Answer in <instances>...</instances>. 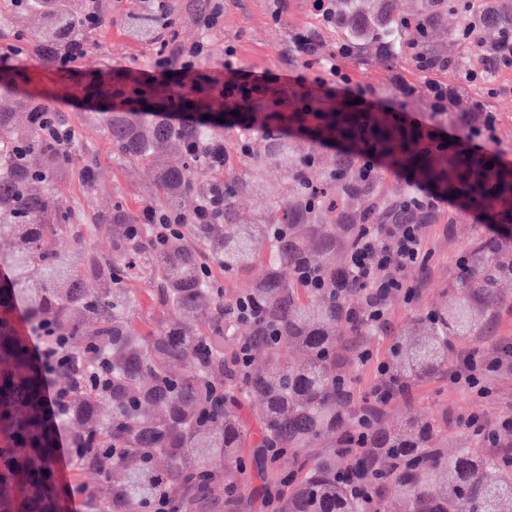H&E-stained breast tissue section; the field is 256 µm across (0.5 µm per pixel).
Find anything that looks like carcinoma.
Wrapping results in <instances>:
<instances>
[{
    "mask_svg": "<svg viewBox=\"0 0 512 512\" xmlns=\"http://www.w3.org/2000/svg\"><path fill=\"white\" fill-rule=\"evenodd\" d=\"M41 16L38 35L15 31L19 49L60 74L65 96L104 101L112 155L156 169L148 205L183 223L138 224L121 202L112 223L89 224L73 255L56 243L79 218L56 194L80 149L50 136L65 120L52 102L24 97L23 67L0 61V512H69L80 490L88 512H251L273 494V512H512V469L477 447H448L429 419L399 428L360 402L348 354L376 336L349 322L357 288H344L348 253L371 224H403L412 191L392 198L383 170L366 178L363 155L407 172L491 224L512 220V168L465 148L435 152L396 114L365 116L302 91L269 90L227 107L209 87L102 82L95 67L76 85L72 63L93 44L78 0H15ZM460 15L445 54L435 33ZM147 38L163 24L136 16ZM321 23L336 48L361 59L375 47L387 68L463 84L506 70L500 45L512 36V0H329ZM185 111L172 124L162 112ZM224 118L219 122L218 118ZM338 140L357 147L325 158ZM291 174L280 189L268 169ZM191 194L209 224L182 209ZM271 206L241 223L242 204ZM105 233L103 255L87 239ZM512 277V247L478 239L448 300L415 319L389 347L393 380L406 391L448 371L454 345L498 328ZM249 277L246 288L227 283ZM44 336L60 361L53 374L34 351ZM54 378L57 391L48 388ZM374 423L358 441L360 417ZM79 449L81 482L56 478L59 438ZM262 485H253L254 480ZM111 481L107 495L95 483Z\"/></svg>",
    "mask_w": 512,
    "mask_h": 512,
    "instance_id": "1",
    "label": "carcinoma"
}]
</instances>
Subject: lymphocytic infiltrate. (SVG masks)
<instances>
[{
    "instance_id": "1",
    "label": "lymphocytic infiltrate",
    "mask_w": 512,
    "mask_h": 512,
    "mask_svg": "<svg viewBox=\"0 0 512 512\" xmlns=\"http://www.w3.org/2000/svg\"><path fill=\"white\" fill-rule=\"evenodd\" d=\"M196 23L201 31L197 39L184 42L177 40L170 26H161L157 32L158 47L154 66L165 71L177 66L183 87L191 89L200 79H207L211 87L217 88L225 101L261 94L267 91L274 78L267 72L243 69L233 46L224 48L223 68L210 76H203L202 63L211 54L208 35L224 24L223 0H213L212 5L200 13ZM321 66L313 80L296 77L288 80L287 89L309 88L313 94L329 95L341 100L360 99L363 111H381L384 103L370 93L367 86L355 82L342 72L336 63L335 54L321 57ZM407 126L429 129L434 137H446L448 145L463 144L474 150L485 149L497 143L496 120L485 116L471 122L467 134L446 133L435 116L421 119L406 118ZM426 226L423 220H412L405 224H382L371 237L358 241L349 254V269L354 286L363 291L361 304L351 307L353 320H364L380 329H388L390 309L396 299H413L419 294L422 282L415 277L416 269L425 261ZM512 358V343L503 345L498 358L489 360L477 352L459 355L455 368L449 374L452 385L462 390L485 397L489 389L485 383L488 372L499 366L501 360Z\"/></svg>"
}]
</instances>
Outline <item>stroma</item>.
<instances>
[{
	"mask_svg": "<svg viewBox=\"0 0 512 512\" xmlns=\"http://www.w3.org/2000/svg\"><path fill=\"white\" fill-rule=\"evenodd\" d=\"M99 5L103 23L95 37L96 68L107 75L127 70L154 74V43L133 36L127 26L128 18L137 10L134 0H99ZM318 25L307 0H287L283 7L277 0H224V26L210 36L212 55L204 68L219 70L224 62V48L231 45L247 69L292 76L301 73L313 78V70L305 68L295 57L294 39ZM336 63L351 73L355 81L375 88L402 82L407 88L406 99L416 102L415 113L423 116L430 112L431 105L424 100L425 79L411 70H387L373 59L361 65L342 55H337ZM439 80L447 85L449 95L464 98L471 105L480 104L482 111L493 114L498 142L489 146L488 151L500 154L503 163L512 166V95H488L481 84L461 88L448 73L440 75ZM56 106L81 140V150L72 168L57 182L63 202L81 211L79 223L71 225L58 240L59 249L67 253L84 225L109 223L115 202H122L131 213H140L153 192V172L141 163L114 160L105 117L93 104L68 98L57 100ZM478 235L512 238V224H486L480 214L462 211L454 199L441 205L435 223L428 229V261L424 271L427 284L413 303L393 304L388 332L363 341V348L372 351L374 360L386 359L396 334L417 313L438 305L447 288L460 280L462 269L457 259L467 253L471 239ZM373 362L363 363L355 357L348 367L357 391L365 398L375 383ZM489 385L491 395L478 398L450 386L447 377H439L417 387L410 396L391 402L387 407L388 420L394 424L416 417L447 421L451 446L462 445L468 433L462 420L467 415L482 414L492 421L512 417V370L505 368L492 374Z\"/></svg>",
	"mask_w": 512,
	"mask_h": 512,
	"instance_id": "obj_1",
	"label": "stroma"
}]
</instances>
